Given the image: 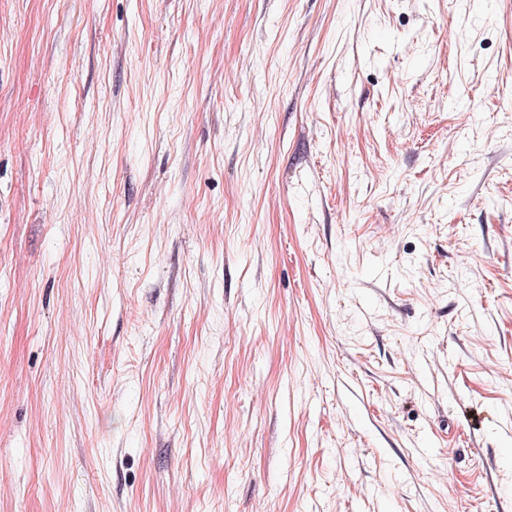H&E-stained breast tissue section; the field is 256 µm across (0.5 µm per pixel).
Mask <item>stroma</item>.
<instances>
[{
	"mask_svg": "<svg viewBox=\"0 0 512 512\" xmlns=\"http://www.w3.org/2000/svg\"><path fill=\"white\" fill-rule=\"evenodd\" d=\"M0 512H512V0H0Z\"/></svg>",
	"mask_w": 512,
	"mask_h": 512,
	"instance_id": "1",
	"label": "stroma"
}]
</instances>
